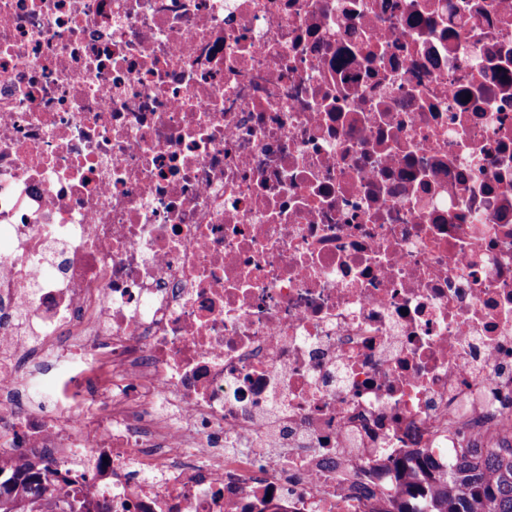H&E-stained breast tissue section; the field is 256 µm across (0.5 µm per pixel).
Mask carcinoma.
<instances>
[{
	"label": "carcinoma",
	"instance_id": "carcinoma-1",
	"mask_svg": "<svg viewBox=\"0 0 512 512\" xmlns=\"http://www.w3.org/2000/svg\"><path fill=\"white\" fill-rule=\"evenodd\" d=\"M395 486L377 494L350 488L368 512H512V428L491 448H450L448 455L409 448L393 460ZM59 464L48 453L13 468L0 464V512H83L76 492L60 487Z\"/></svg>",
	"mask_w": 512,
	"mask_h": 512
}]
</instances>
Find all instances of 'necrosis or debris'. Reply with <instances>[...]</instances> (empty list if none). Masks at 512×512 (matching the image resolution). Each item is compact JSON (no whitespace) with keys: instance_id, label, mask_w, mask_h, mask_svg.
I'll use <instances>...</instances> for the list:
<instances>
[{"instance_id":"4bbe7bcc","label":"necrosis or debris","mask_w":512,"mask_h":512,"mask_svg":"<svg viewBox=\"0 0 512 512\" xmlns=\"http://www.w3.org/2000/svg\"><path fill=\"white\" fill-rule=\"evenodd\" d=\"M512 423V0H0V431L112 512H365Z\"/></svg>"}]
</instances>
